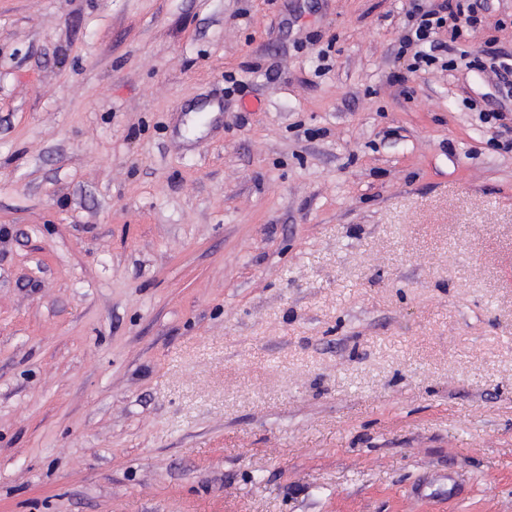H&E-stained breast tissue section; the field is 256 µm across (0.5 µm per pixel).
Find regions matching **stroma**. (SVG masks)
I'll return each instance as SVG.
<instances>
[{
  "mask_svg": "<svg viewBox=\"0 0 512 512\" xmlns=\"http://www.w3.org/2000/svg\"><path fill=\"white\" fill-rule=\"evenodd\" d=\"M412 3L0 0V512H512V0ZM453 0H448L441 6V10H425L419 4H413L411 10L407 13V24L405 27V34L401 38V51L404 52L412 46H418L421 43L430 41L429 39L437 34L439 29L443 28L447 23V16L442 15V12L448 10V17L453 20L451 26L450 40L454 41L461 35V28L463 26L474 27L478 22L477 8L482 7V1H466L456 0L455 5L452 4ZM467 2V3H461ZM463 21H461V18ZM461 22V24H459Z\"/></svg>",
  "mask_w": 512,
  "mask_h": 512,
  "instance_id": "35a3bbf8",
  "label": "stroma"
}]
</instances>
